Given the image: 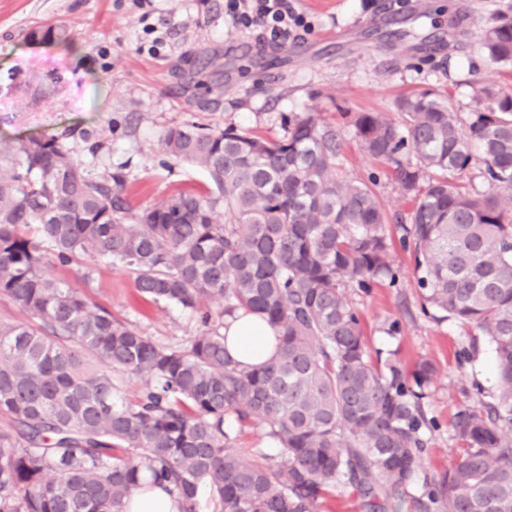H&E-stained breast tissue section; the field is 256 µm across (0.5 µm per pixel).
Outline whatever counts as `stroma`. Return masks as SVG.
I'll return each instance as SVG.
<instances>
[{
  "mask_svg": "<svg viewBox=\"0 0 512 512\" xmlns=\"http://www.w3.org/2000/svg\"><path fill=\"white\" fill-rule=\"evenodd\" d=\"M312 31L274 49L224 18V0H0V141L55 136L94 179L119 173L133 209L181 190L202 191L204 172L164 154L159 138L188 121L266 136L282 115L321 113L345 126L348 112H389L421 90L447 94L461 113L473 108L474 81L512 91V70L487 59L482 33L512 0H292ZM66 28L64 44L30 40L31 29ZM351 32L350 44L329 39ZM163 42H156V34ZM344 167L376 175L388 213L408 210L386 164L346 139ZM406 276L353 295L370 354L395 355L405 372L430 360L425 393L434 422L423 472L445 475L459 459L458 409L480 408L496 388L494 350L482 333L424 314L409 254ZM51 275L165 345L183 346L201 326L180 308L141 296L130 275L105 259L54 266ZM399 320L401 333L383 328Z\"/></svg>",
  "mask_w": 512,
  "mask_h": 512,
  "instance_id": "stroma-1",
  "label": "stroma"
}]
</instances>
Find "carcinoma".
<instances>
[{
  "mask_svg": "<svg viewBox=\"0 0 512 512\" xmlns=\"http://www.w3.org/2000/svg\"><path fill=\"white\" fill-rule=\"evenodd\" d=\"M482 48L512 66V13ZM474 103L464 117L425 90L396 101L397 121L351 115L361 150L411 200L405 214L386 212L376 176L345 173L344 132L313 113L282 116L278 137L167 129L164 153L210 189L137 212L121 174L90 178L55 136L0 144V296L35 319L0 320V512H123L147 486L179 512H199L205 488L219 512H320L338 491L361 512H397L419 480L415 512H512V94L481 83ZM474 168L483 193L465 184ZM397 244L422 300L496 354L492 401L457 411L463 454L438 482L421 477L433 367L373 362L349 294L398 282ZM95 256L201 335L161 345L46 272ZM239 313L275 331L262 365L227 350L224 320ZM117 373L141 380L135 398ZM231 417L263 426L277 454L241 456Z\"/></svg>",
  "mask_w": 512,
  "mask_h": 512,
  "instance_id": "cac0c4a2",
  "label": "carcinoma"
}]
</instances>
